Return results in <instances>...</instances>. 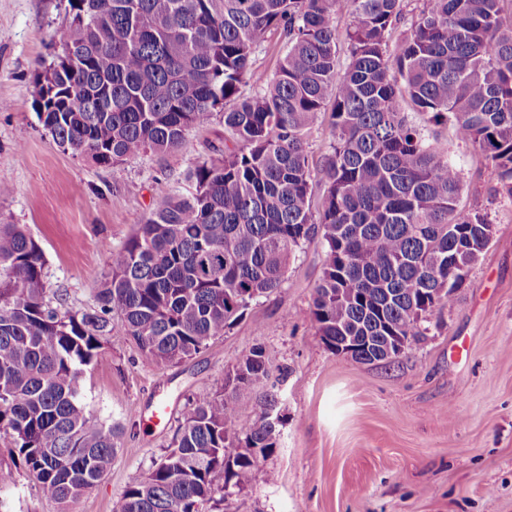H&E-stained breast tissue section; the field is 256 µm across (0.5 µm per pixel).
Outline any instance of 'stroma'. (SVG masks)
Here are the masks:
<instances>
[{
  "mask_svg": "<svg viewBox=\"0 0 512 512\" xmlns=\"http://www.w3.org/2000/svg\"><path fill=\"white\" fill-rule=\"evenodd\" d=\"M68 0H0V224H19L41 247L45 281L66 310L95 307L121 247L168 193L224 147L215 114L183 148L97 166L62 151L34 111L37 72L63 53ZM428 141L459 168V207L487 214L495 233L452 306L426 315L423 334L391 363L363 364L329 351L311 319L324 261L320 237L303 243L283 283L259 297L223 336L191 359L144 360L121 329L106 337L80 378L82 402L123 435L109 471L75 512H118L126 486L167 447L189 399L219 391L262 348L283 422L265 459L273 482L225 488L207 512H512V197L489 161L452 128L414 115ZM0 467L16 477L12 512H59L0 429Z\"/></svg>",
  "mask_w": 512,
  "mask_h": 512,
  "instance_id": "obj_1",
  "label": "stroma"
}]
</instances>
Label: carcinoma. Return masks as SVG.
I'll list each match as a JSON object with an SVG mask.
<instances>
[{
	"label": "carcinoma",
	"instance_id": "obj_1",
	"mask_svg": "<svg viewBox=\"0 0 512 512\" xmlns=\"http://www.w3.org/2000/svg\"><path fill=\"white\" fill-rule=\"evenodd\" d=\"M68 0L64 55L35 76L55 85L38 120L63 150L109 167L184 146L185 132L224 115V152L190 174L194 192L157 200L112 250L89 311L62 313L43 253L0 224V427L60 512L90 492L122 435L93 420L79 379L118 325L158 365L199 354L259 297L279 288L302 243L323 240L311 312L330 351L346 340L371 364L388 337L416 341L423 315L451 305L490 244L487 216L458 209L461 173L422 136L403 104L480 149L512 197V20L504 0ZM351 17L340 66L336 13ZM279 31L272 78L254 55ZM256 87L250 95L241 86ZM333 101L332 153L316 176L307 132ZM324 186L313 216L314 181ZM253 349L241 383L189 404L169 449L124 490L119 512H205L217 488L267 484L261 460L277 426L238 425L255 392Z\"/></svg>",
	"mask_w": 512,
	"mask_h": 512
}]
</instances>
